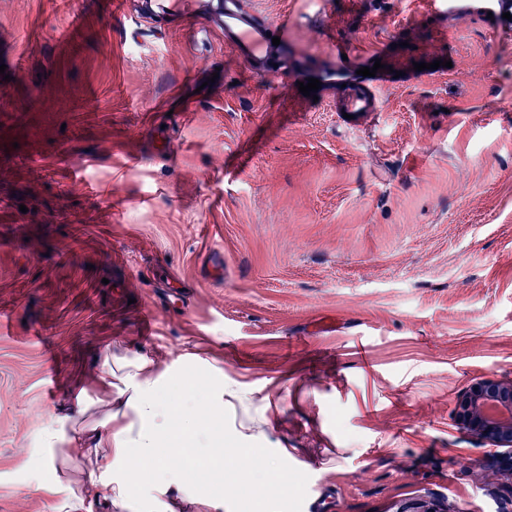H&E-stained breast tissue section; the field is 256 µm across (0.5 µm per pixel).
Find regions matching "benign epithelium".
Listing matches in <instances>:
<instances>
[{"label":"benign epithelium","instance_id":"benign-epithelium-1","mask_svg":"<svg viewBox=\"0 0 512 512\" xmlns=\"http://www.w3.org/2000/svg\"><path fill=\"white\" fill-rule=\"evenodd\" d=\"M456 421L496 448H512V381L476 380L460 395Z\"/></svg>","mask_w":512,"mask_h":512}]
</instances>
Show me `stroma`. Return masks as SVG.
<instances>
[{
  "label": "stroma",
  "mask_w": 512,
  "mask_h": 512,
  "mask_svg": "<svg viewBox=\"0 0 512 512\" xmlns=\"http://www.w3.org/2000/svg\"><path fill=\"white\" fill-rule=\"evenodd\" d=\"M503 10L0 0V512H67L73 490L126 512L85 484L82 449L42 460L108 353L224 379V479L188 448L190 494L135 477L136 498L512 512L499 449L454 419L477 379H512ZM266 28L279 44L253 46ZM256 448L286 452L287 477Z\"/></svg>",
  "instance_id": "obj_1"
}]
</instances>
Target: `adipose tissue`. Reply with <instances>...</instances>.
I'll return each mask as SVG.
<instances>
[{"label": "adipose tissue", "instance_id": "1", "mask_svg": "<svg viewBox=\"0 0 512 512\" xmlns=\"http://www.w3.org/2000/svg\"><path fill=\"white\" fill-rule=\"evenodd\" d=\"M202 380L208 394L198 401L191 391ZM118 400L126 414L113 413ZM199 428L203 447H223V380L201 365L166 376L147 361L118 374L107 357L94 396L79 394L71 409L55 415L44 434V459L51 465L67 449H86L93 459L87 481L103 487L109 502L126 507L134 473H148L161 491H185L187 482L172 464L183 453L185 433Z\"/></svg>", "mask_w": 512, "mask_h": 512}]
</instances>
